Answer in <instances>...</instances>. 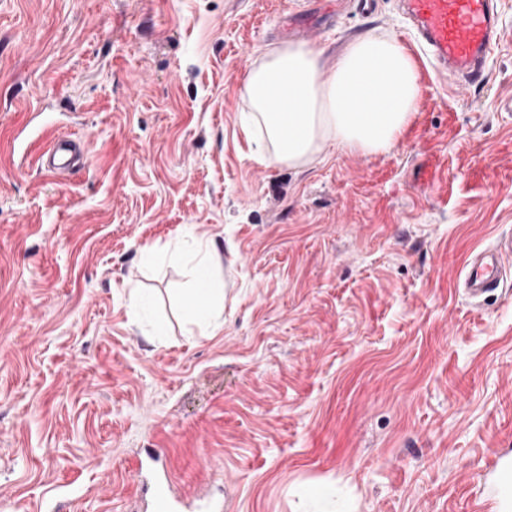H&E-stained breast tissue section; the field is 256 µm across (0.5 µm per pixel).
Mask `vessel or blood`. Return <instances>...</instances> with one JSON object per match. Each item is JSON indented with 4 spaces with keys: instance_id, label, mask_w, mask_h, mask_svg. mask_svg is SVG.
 <instances>
[{
    "instance_id": "obj_1",
    "label": "vessel or blood",
    "mask_w": 512,
    "mask_h": 512,
    "mask_svg": "<svg viewBox=\"0 0 512 512\" xmlns=\"http://www.w3.org/2000/svg\"><path fill=\"white\" fill-rule=\"evenodd\" d=\"M413 47L438 75L452 79L456 92L483 81L492 48L504 35L499 0H398ZM40 169L63 179L85 168L87 158L77 133L58 131L38 157ZM512 265V239L477 254L465 270L467 295L475 300L501 288L500 276ZM483 494L512 512V457L499 455L482 482ZM150 512H177L165 479H156Z\"/></svg>"
}]
</instances>
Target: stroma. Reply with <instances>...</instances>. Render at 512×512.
<instances>
[{
    "label": "stroma",
    "mask_w": 512,
    "mask_h": 512,
    "mask_svg": "<svg viewBox=\"0 0 512 512\" xmlns=\"http://www.w3.org/2000/svg\"><path fill=\"white\" fill-rule=\"evenodd\" d=\"M0 0V512H135L137 455L224 512H484L512 451V0L482 84L421 68L398 144L262 162L240 90L270 44L400 33L395 0ZM86 135L61 185L45 120ZM224 252V331L176 296ZM511 259V238L501 240L492 250L477 254L465 270L464 285L467 295L474 300H480L486 293L504 289L500 276L510 266Z\"/></svg>",
    "instance_id": "stroma-1"
}]
</instances>
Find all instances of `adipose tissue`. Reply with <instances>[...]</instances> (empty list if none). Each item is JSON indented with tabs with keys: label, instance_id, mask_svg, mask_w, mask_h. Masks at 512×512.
Wrapping results in <instances>:
<instances>
[{
	"label": "adipose tissue",
	"instance_id": "adipose-tissue-1",
	"mask_svg": "<svg viewBox=\"0 0 512 512\" xmlns=\"http://www.w3.org/2000/svg\"><path fill=\"white\" fill-rule=\"evenodd\" d=\"M421 94L417 64L396 35L355 37L330 61L315 47L288 40L267 46L248 69L242 131L260 159L301 171L328 144L365 154L391 149ZM221 267L214 245L192 247L180 298L184 313L212 332L220 329L224 309Z\"/></svg>",
	"mask_w": 512,
	"mask_h": 512
}]
</instances>
